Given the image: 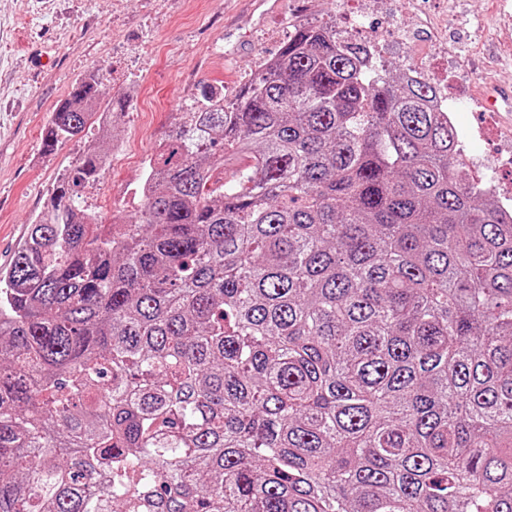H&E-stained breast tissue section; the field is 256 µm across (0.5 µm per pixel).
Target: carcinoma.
<instances>
[{"mask_svg":"<svg viewBox=\"0 0 512 512\" xmlns=\"http://www.w3.org/2000/svg\"><path fill=\"white\" fill-rule=\"evenodd\" d=\"M370 55L300 23L202 89L138 221L80 206L106 144L58 181L0 273V512H512V223Z\"/></svg>","mask_w":512,"mask_h":512,"instance_id":"1","label":"carcinoma"}]
</instances>
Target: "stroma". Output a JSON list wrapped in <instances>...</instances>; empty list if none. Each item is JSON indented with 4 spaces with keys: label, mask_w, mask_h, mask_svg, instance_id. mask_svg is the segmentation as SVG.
Masks as SVG:
<instances>
[{
    "label": "stroma",
    "mask_w": 512,
    "mask_h": 512,
    "mask_svg": "<svg viewBox=\"0 0 512 512\" xmlns=\"http://www.w3.org/2000/svg\"><path fill=\"white\" fill-rule=\"evenodd\" d=\"M469 21L449 19V0H378L357 38H385L388 67L424 56L438 74H452L456 92L480 100L494 78L512 72V0H463ZM347 0H280L266 15L250 0H0V272L6 270L27 228L56 180L99 142H113L100 183L86 187V208L111 223L142 209L138 187L147 160L201 87L223 88L232 103L264 58L277 53L303 21L351 29ZM398 15L411 36L402 41L387 23ZM443 36L463 58L452 70L433 47ZM97 71L99 102L127 100L112 124L45 151L42 133L55 103L75 81ZM499 121L488 127L466 107L458 122L481 130L474 150L512 179L503 134L512 130V101H499Z\"/></svg>",
    "instance_id": "stroma-1"
}]
</instances>
